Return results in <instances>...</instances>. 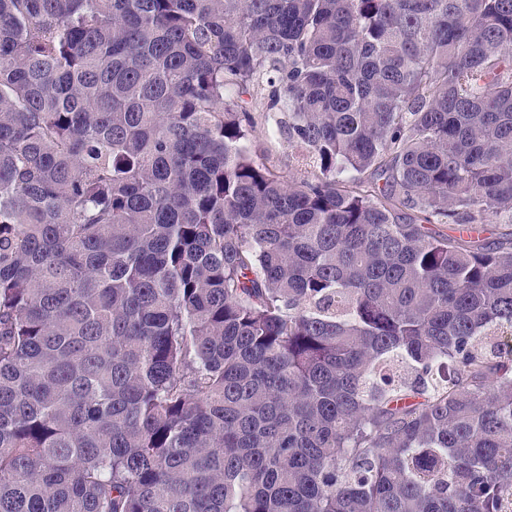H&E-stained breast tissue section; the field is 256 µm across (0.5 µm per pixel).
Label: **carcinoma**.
Returning <instances> with one entry per match:
<instances>
[{"label": "carcinoma", "mask_w": 512, "mask_h": 512, "mask_svg": "<svg viewBox=\"0 0 512 512\" xmlns=\"http://www.w3.org/2000/svg\"><path fill=\"white\" fill-rule=\"evenodd\" d=\"M502 214L512 0H0V512H512ZM259 125L257 129V144H260L261 148H264L268 151L270 157V164L276 166L279 172H281L284 176H289L292 173H295L294 170L290 166H288V145L287 143L280 138H271L268 137L264 133L263 123L264 120H258Z\"/></svg>", "instance_id": "carcinoma-1"}]
</instances>
